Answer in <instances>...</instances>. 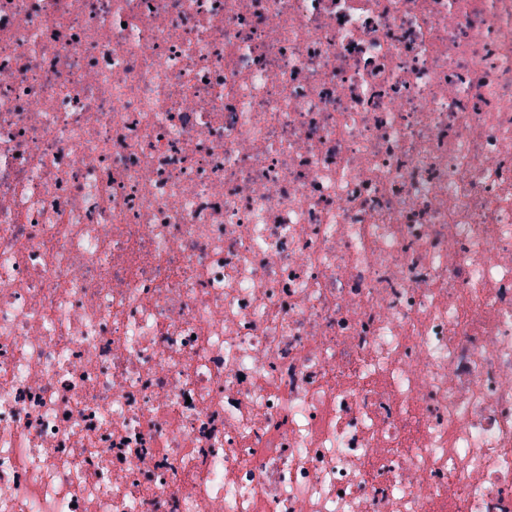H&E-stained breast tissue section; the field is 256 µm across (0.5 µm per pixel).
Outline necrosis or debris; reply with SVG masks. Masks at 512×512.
Segmentation results:
<instances>
[{
	"instance_id": "obj_1",
	"label": "necrosis or debris",
	"mask_w": 512,
	"mask_h": 512,
	"mask_svg": "<svg viewBox=\"0 0 512 512\" xmlns=\"http://www.w3.org/2000/svg\"><path fill=\"white\" fill-rule=\"evenodd\" d=\"M0 512H512V0H0Z\"/></svg>"
}]
</instances>
